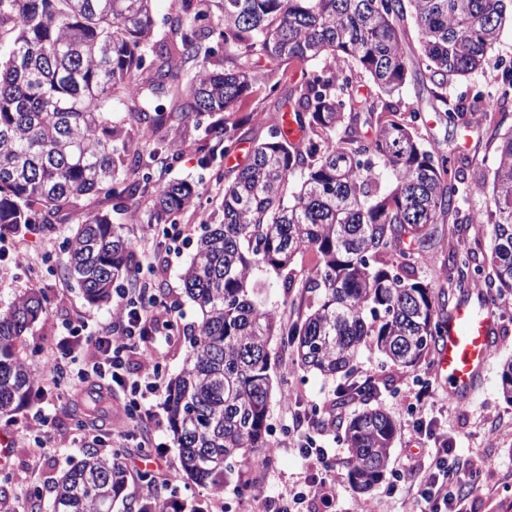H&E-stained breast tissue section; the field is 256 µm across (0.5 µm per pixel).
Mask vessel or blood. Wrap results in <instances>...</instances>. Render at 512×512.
<instances>
[{
  "label": "vessel or blood",
  "instance_id": "obj_1",
  "mask_svg": "<svg viewBox=\"0 0 512 512\" xmlns=\"http://www.w3.org/2000/svg\"><path fill=\"white\" fill-rule=\"evenodd\" d=\"M500 333L489 304L477 302L455 307L438 338L435 371L449 399H469L481 382L495 340Z\"/></svg>",
  "mask_w": 512,
  "mask_h": 512
}]
</instances>
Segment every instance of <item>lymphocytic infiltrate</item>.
I'll list each match as a JSON object with an SVG mask.
<instances>
[{
	"label": "lymphocytic infiltrate",
	"mask_w": 512,
	"mask_h": 512,
	"mask_svg": "<svg viewBox=\"0 0 512 512\" xmlns=\"http://www.w3.org/2000/svg\"><path fill=\"white\" fill-rule=\"evenodd\" d=\"M116 305L111 322L89 330L87 321L70 324L59 337L55 353L49 357L52 370H60L71 355V346L85 344L89 356L78 369L79 380L94 382L107 390L128 395L130 420L139 424L153 417L145 403L166 392L161 370L148 353L163 334L173 330L174 318L150 310L140 299L137 286L115 291ZM137 358L139 373L129 377L126 364ZM296 447L308 463L307 470L289 492L263 497L261 512H328L336 500L337 480L332 473L329 449L318 446L309 434H301ZM422 467L411 473L392 470L388 493L409 491L421 504L420 512H465L471 467L460 465L448 446L426 449Z\"/></svg>",
	"instance_id": "lymphocytic-infiltrate-1"
}]
</instances>
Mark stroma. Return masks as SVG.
Masks as SVG:
<instances>
[{
	"label": "stroma",
	"instance_id": "stroma-1",
	"mask_svg": "<svg viewBox=\"0 0 512 512\" xmlns=\"http://www.w3.org/2000/svg\"><path fill=\"white\" fill-rule=\"evenodd\" d=\"M258 103L259 113L244 124V138L236 151L225 157L217 156L205 166L199 162L194 136L167 133V140L178 141L180 152L171 168L154 167L152 185L184 180L195 185L199 193L196 205L175 218L176 223L185 228L187 236L181 256L168 255L159 239L149 240L144 236L142 224L151 206V193L138 194L121 214L115 213L112 198L101 195L90 201L92 209L111 214L114 223L122 225L141 269V282L150 290H162L163 305L177 309L176 329L171 340L158 341L154 353L164 377H173L180 371L188 348L187 335L199 319L197 307L184 294L181 274L195 251L204 221L216 215L221 204L222 189L217 177L243 162L254 141L263 139L268 127L282 120L280 99L262 97ZM420 135L452 154L467 153L476 167L486 153L485 146L477 142V132L465 127H446L432 116L421 127ZM78 220V214L73 213L50 224L36 225L27 233L0 240V309L7 308L16 295L29 288L42 291L46 296V311L25 338L24 357L35 372L42 371L46 356L55 349L64 325L82 318L104 323L111 319L112 302H89L77 284L65 276L69 261L65 241ZM438 230L429 256L417 264V273L433 281L436 289L443 290L447 284L436 278L433 258L461 245L475 252L477 258H484L488 253L489 228L476 225L458 235L447 223L439 225ZM270 352L274 377L285 378L290 389L286 395L280 389H273L270 397L268 427L272 452L258 469L245 468L229 473L221 495H214L208 484L182 472L179 450L173 442L162 400L154 402L155 418L132 432L128 429L124 397L113 395L111 425L100 426L94 433H82L71 416L77 384L72 372L65 369L45 391L37 393L12 413L0 416V434L13 436L36 412H45L56 448L55 453L38 459L30 443H17L10 462L0 464V498L5 500L10 512H32L37 506L42 512H49L53 487L62 473L80 461L85 452L101 450L112 432L125 429L129 435L121 447L128 469V493L143 494L145 486L149 485L145 479L150 476L154 479L150 485L173 512H192L198 506L203 507L204 512H258L260 495L287 492L304 472L305 463L295 448V440L300 432L306 431L319 444L335 451L336 512H418V504L407 493L389 496L380 486L367 493L358 492L349 479V453L342 430H320L298 419L302 408L317 409L323 418L332 412L347 419L358 412L355 404L334 408L338 380L293 368L292 356L283 351L279 340H272ZM511 357L512 322H505L501 325V342L494 350L479 390L468 400L452 402L446 391L436 386L434 403L425 415L435 431L447 434L450 447L478 467L477 485L466 501L468 512H512V402L505 400L499 390L501 365ZM368 374L379 379L378 400L399 425L388 464L397 469H411L416 449L404 421L409 405L415 401L418 380H435V359L429 356L416 368H400L385 364L377 350L366 348L357 358L352 375L357 378ZM169 473L176 478L172 488L164 483Z\"/></svg>",
	"mask_w": 512,
	"mask_h": 512
}]
</instances>
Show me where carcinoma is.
Returning a JSON list of instances; mask_svg holds the SVG:
<instances>
[{
	"instance_id": "obj_1",
	"label": "carcinoma",
	"mask_w": 512,
	"mask_h": 512,
	"mask_svg": "<svg viewBox=\"0 0 512 512\" xmlns=\"http://www.w3.org/2000/svg\"><path fill=\"white\" fill-rule=\"evenodd\" d=\"M152 2L0 0V234L82 212L66 240L67 276L88 301L108 300L117 281L132 278L135 256L121 225L85 202L131 200L147 188L153 165L177 158L179 144L164 139L175 127L203 130V164L231 153L242 130L231 116L276 93L289 67L300 69L284 98L299 140L277 123L224 175L222 220L206 225L183 269L201 318L165 405L182 470L224 489L228 460L249 466L255 449L269 447L278 336L300 368L346 377L337 405H367L343 440L352 483L370 490L387 472L397 424L375 404L376 377L350 373L366 347L411 368L436 345L449 311L436 307L416 258L437 225L492 226L488 263L453 248L434 262L437 277L461 293L482 279L512 294V71L499 70L492 91L473 80L512 18V0H179L160 37ZM408 23L418 45L411 58ZM215 41L224 45L222 71L209 68ZM198 59L181 87L182 64ZM414 69L428 78L429 99L403 110L395 96ZM461 79L471 97L449 96ZM359 83L375 91L361 95ZM162 98L171 106L157 104ZM426 110L448 127L469 124L477 110L500 115L480 170L455 166L419 135ZM123 112L146 124L152 149L129 150ZM217 112L227 114L224 127L202 126ZM194 199L186 181L158 187L147 223H174ZM308 249L319 261L297 280L291 264ZM275 286L300 289L301 314L290 324L270 297ZM44 303L31 290L0 312V414L31 396L23 350ZM500 386L512 402V358ZM125 489L121 451L88 452L55 482L52 512H112ZM126 512L160 510L155 497H132Z\"/></svg>"
}]
</instances>
